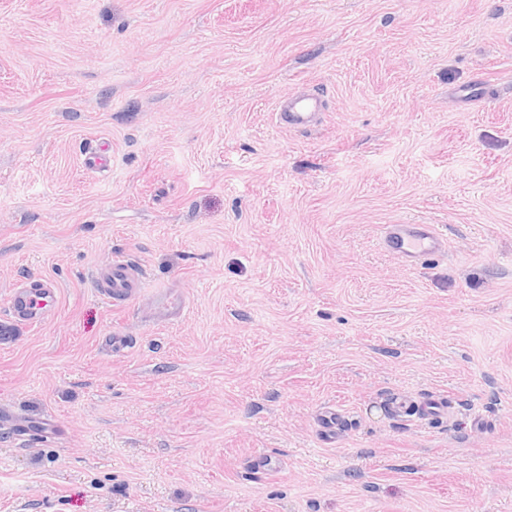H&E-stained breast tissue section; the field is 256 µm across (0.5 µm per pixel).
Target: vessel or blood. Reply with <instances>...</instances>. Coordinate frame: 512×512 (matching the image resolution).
Here are the masks:
<instances>
[{"mask_svg":"<svg viewBox=\"0 0 512 512\" xmlns=\"http://www.w3.org/2000/svg\"><path fill=\"white\" fill-rule=\"evenodd\" d=\"M325 109V100L317 90L284 96L276 107L280 125L305 130L315 125ZM383 248L402 260L415 265L425 258L444 251L447 240L432 224H393L382 237ZM144 267L123 256L114 257L111 265L94 274V287L98 297L117 307L126 306L140 299L147 288ZM59 293L54 284L42 277L14 288L4 314L0 315V345H10L24 326L42 323L57 310ZM392 409L397 416L417 422H430L447 415L448 408L442 397L427 395L394 398Z\"/></svg>","mask_w":512,"mask_h":512,"instance_id":"1","label":"vessel or blood"}]
</instances>
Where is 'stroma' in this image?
I'll list each match as a JSON object with an SVG mask.
<instances>
[{"mask_svg": "<svg viewBox=\"0 0 512 512\" xmlns=\"http://www.w3.org/2000/svg\"><path fill=\"white\" fill-rule=\"evenodd\" d=\"M119 253L181 317L96 296ZM34 276L0 408L54 431L0 424V512H512V0H0V312ZM325 100L315 90L288 96L277 103L276 117L280 125L293 130H306L315 125L323 115ZM382 247L409 265L444 251L447 240L434 224H390L382 237ZM58 305V290L48 279L34 277L14 288L7 299L6 312L0 316V345L13 344L21 327L42 323ZM391 405L397 416L420 423L430 422L448 414L444 398L434 394L418 398L396 397Z\"/></svg>", "mask_w": 512, "mask_h": 512, "instance_id": "stroma-1", "label": "stroma"}]
</instances>
